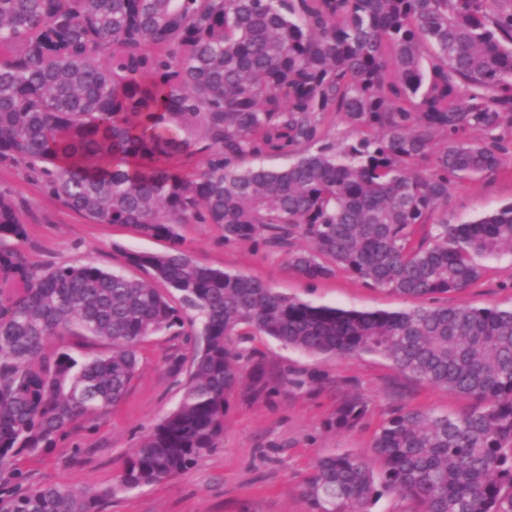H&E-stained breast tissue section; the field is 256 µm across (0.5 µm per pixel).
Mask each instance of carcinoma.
Instances as JSON below:
<instances>
[{
  "instance_id": "carcinoma-1",
  "label": "carcinoma",
  "mask_w": 512,
  "mask_h": 512,
  "mask_svg": "<svg viewBox=\"0 0 512 512\" xmlns=\"http://www.w3.org/2000/svg\"><path fill=\"white\" fill-rule=\"evenodd\" d=\"M503 2L0 0V162L92 223L168 243L122 251L144 279L93 263L38 270L0 189V512H97L196 464L218 447L254 334L308 355L378 354L476 402L455 416L398 410L371 459H318L308 512H371L384 491L407 512H512V308L448 305L485 273L477 258L512 254V204L447 218L455 184L512 167ZM196 152L200 168L178 164ZM279 156L289 163L263 165ZM185 224L279 251L303 280L342 270L421 304L313 306L198 264ZM160 334L202 346L112 484L22 487L21 458L120 404L140 345ZM59 335L112 353L48 348ZM365 409L350 398L327 424L352 427Z\"/></svg>"
}]
</instances>
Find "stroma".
Here are the masks:
<instances>
[{
	"mask_svg": "<svg viewBox=\"0 0 512 512\" xmlns=\"http://www.w3.org/2000/svg\"><path fill=\"white\" fill-rule=\"evenodd\" d=\"M0 187L11 191L21 207L28 226L23 253L33 266L92 262L120 269L121 249L166 247L125 226L85 221L2 163ZM509 203L512 170L458 185L448 221L460 224ZM181 233L185 249L199 264L246 274L316 306L396 311L413 304L343 271L315 282L301 280L287 269L284 254L249 243H224L213 224H188ZM483 264L485 275L449 294V305H512V255L490 257ZM242 349L245 375L219 447L167 481L103 501L98 512H306L301 488L318 458L343 452L367 456L374 431L398 409L460 413L473 406L452 391L400 372L378 355L310 356L261 335L249 337ZM190 361L183 337L165 334L146 342L124 401L78 418L60 433L54 448L27 459V484H63L77 491L110 484L140 436L178 403ZM257 364L264 367L271 391L255 386L250 371ZM355 395L367 402L361 423L326 428L337 403Z\"/></svg>",
	"mask_w": 512,
	"mask_h": 512,
	"instance_id": "35a3bbf8",
	"label": "stroma"
}]
</instances>
